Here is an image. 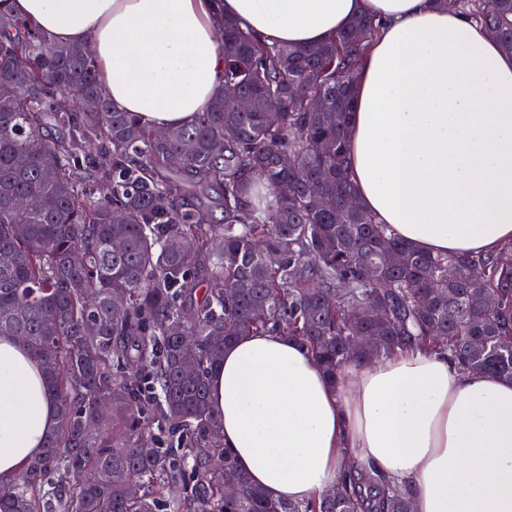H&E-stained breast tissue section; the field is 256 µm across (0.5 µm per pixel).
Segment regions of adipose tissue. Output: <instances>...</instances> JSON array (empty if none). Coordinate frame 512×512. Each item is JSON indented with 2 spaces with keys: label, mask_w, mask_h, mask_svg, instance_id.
Listing matches in <instances>:
<instances>
[{
  "label": "adipose tissue",
  "mask_w": 512,
  "mask_h": 512,
  "mask_svg": "<svg viewBox=\"0 0 512 512\" xmlns=\"http://www.w3.org/2000/svg\"><path fill=\"white\" fill-rule=\"evenodd\" d=\"M58 43L88 47L104 96L153 128L190 123L224 86L216 9L265 43L315 46L358 15L379 23L360 66L348 163L361 207L431 253L512 242V55L436 0H9ZM209 402L239 469L273 500L378 473L413 512H512V380L410 350L330 384L305 347L238 338ZM57 413L40 365L0 336V484L43 451Z\"/></svg>",
  "instance_id": "adipose-tissue-1"
}]
</instances>
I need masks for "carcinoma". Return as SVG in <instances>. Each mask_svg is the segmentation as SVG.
I'll use <instances>...</instances> for the list:
<instances>
[{
	"instance_id": "cac0c4a2",
	"label": "carcinoma",
	"mask_w": 512,
	"mask_h": 512,
	"mask_svg": "<svg viewBox=\"0 0 512 512\" xmlns=\"http://www.w3.org/2000/svg\"><path fill=\"white\" fill-rule=\"evenodd\" d=\"M6 2L0 255L11 261L0 266V336L42 366L58 424L0 487V512H412L406 493L352 470L332 497L269 499L224 448L209 407L224 347L262 331L307 348L333 383L351 361L416 348L512 378V244L484 258L434 256L359 206L317 204L355 196L348 120L377 27L358 16L319 46H268L216 12L224 88L248 96L252 111H224L221 91L192 123L157 138L101 94L88 48L52 42ZM437 2L473 16L512 53V0ZM88 98L97 111H77ZM322 98L330 106L318 112ZM93 140L94 157L85 153ZM26 196L42 207L19 209ZM211 197L222 224L200 219ZM489 296L492 309L482 305ZM356 331L363 340L350 348ZM184 335L195 340L191 370ZM154 431L177 447L141 446ZM226 484L236 498H224Z\"/></svg>"
}]
</instances>
